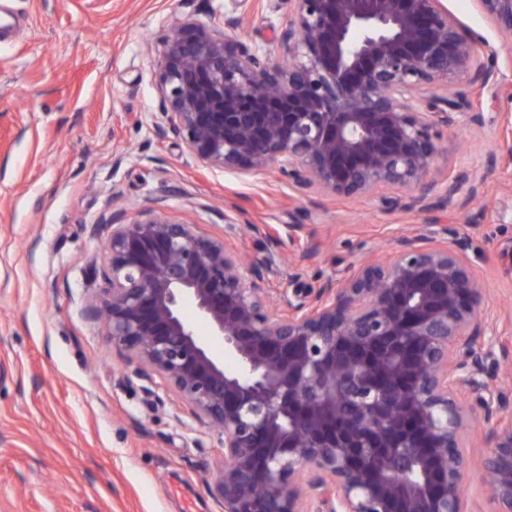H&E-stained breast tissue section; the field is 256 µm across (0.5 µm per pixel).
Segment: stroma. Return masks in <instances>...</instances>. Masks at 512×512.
Wrapping results in <instances>:
<instances>
[{
  "label": "stroma",
  "instance_id": "stroma-1",
  "mask_svg": "<svg viewBox=\"0 0 512 512\" xmlns=\"http://www.w3.org/2000/svg\"><path fill=\"white\" fill-rule=\"evenodd\" d=\"M225 0H0V512H220L208 484L217 434L168 394L116 385L119 364L84 308L100 288L105 239L92 225L153 209L222 234L263 258L299 225L269 285L342 279L368 250H391L417 217L388 191L298 199L273 169L230 173L199 164L160 136L157 64L175 18L224 20ZM462 28L512 59L475 0H448ZM240 41L263 53L283 13L244 0ZM498 130L442 131L433 175L484 174V202L462 199L445 224H476L469 252L487 304L512 300V164L491 161ZM266 225L270 235L252 232Z\"/></svg>",
  "mask_w": 512,
  "mask_h": 512
}]
</instances>
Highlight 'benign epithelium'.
<instances>
[{
	"mask_svg": "<svg viewBox=\"0 0 512 512\" xmlns=\"http://www.w3.org/2000/svg\"><path fill=\"white\" fill-rule=\"evenodd\" d=\"M191 18L164 37L159 134L224 171L275 168L300 196L401 191L423 217L339 281L283 291L266 280L277 252L247 261L224 234L151 210L96 224L107 234L103 287L86 317L102 325L133 376L219 435L209 484L221 512H476L466 478L481 474L486 509L512 512V309L485 308L468 237L430 213L485 196L469 170L431 177L438 130L485 125L463 79L512 98L485 40L445 0H270L284 12L277 54ZM512 34V0H477ZM512 161V118L498 116ZM194 307L187 318L183 305ZM224 344V367L196 322ZM482 432H471L472 425Z\"/></svg>",
	"mask_w": 512,
	"mask_h": 512,
	"instance_id": "1",
	"label": "benign epithelium"
}]
</instances>
